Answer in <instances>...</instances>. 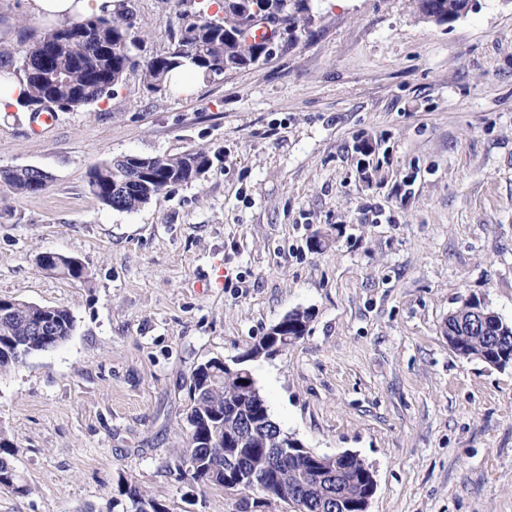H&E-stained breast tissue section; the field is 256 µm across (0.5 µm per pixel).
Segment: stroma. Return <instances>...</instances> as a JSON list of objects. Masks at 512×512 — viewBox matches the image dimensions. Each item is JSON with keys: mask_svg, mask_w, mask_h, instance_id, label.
Wrapping results in <instances>:
<instances>
[{"mask_svg": "<svg viewBox=\"0 0 512 512\" xmlns=\"http://www.w3.org/2000/svg\"><path fill=\"white\" fill-rule=\"evenodd\" d=\"M131 6L139 58L166 52L173 0ZM312 8L299 44L189 93L133 76L42 133L0 113V168L51 177L0 191V298L75 318L65 343L0 375V434L29 488L0 489V512H113L121 474L171 512H236L237 495L173 469L186 384L297 309L306 335L250 364L283 431L364 460L369 512H512V365L461 358L445 333L470 298L512 322V0L449 29L409 0ZM45 27L30 0H0V45ZM194 149L219 159L137 211L88 190L112 158ZM46 252L87 280L44 271Z\"/></svg>", "mask_w": 512, "mask_h": 512, "instance_id": "stroma-1", "label": "stroma"}]
</instances>
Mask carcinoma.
<instances>
[{
    "instance_id": "carcinoma-1",
    "label": "carcinoma",
    "mask_w": 512,
    "mask_h": 512,
    "mask_svg": "<svg viewBox=\"0 0 512 512\" xmlns=\"http://www.w3.org/2000/svg\"><path fill=\"white\" fill-rule=\"evenodd\" d=\"M416 10L430 4L444 16L455 12L463 0H412ZM190 5L180 12L183 26L170 33L173 47L148 60L136 59L133 48L141 42L134 21L131 0H120L121 8L66 20L40 32L33 40L17 48L0 47V56L18 58L14 73L25 87L20 106L30 112H77L93 107L113 96L126 80L137 75L153 92L171 88L172 74L183 67L192 69L206 80H214L226 72L240 71L267 60L273 47L255 32L246 33V11L250 0H221L217 11L209 15L207 0H177V5ZM281 13L273 22L281 25L284 36L297 43L309 30L310 15L286 0H273ZM213 165L210 153L203 149L166 156L126 154L90 169L89 192L103 205L116 211L134 212L165 189L188 184L204 175ZM0 186L15 195H29L44 190L34 183L28 168H0ZM41 268L53 274L76 280L86 279L83 264L75 257L58 255L48 258ZM308 310H295L288 333L299 340L304 330L296 325L308 324ZM75 327L72 312L63 305L43 306L30 302L0 299V374L25 363L31 354L48 351L71 336ZM190 408L187 414L189 434L186 448L174 461V469L182 480H190L203 488L224 487V469L234 464L252 469L265 462L270 448L281 447L283 435L272 419L268 405L259 390L247 391L236 377L224 375V363L211 358L196 366L189 385ZM259 414L266 415L268 428L258 438H249L231 449L226 441L235 438L244 424ZM18 448L0 436V489L26 494L29 488L14 465ZM304 462L290 458L267 480H297ZM349 473L338 489H321L317 481L309 483L305 493V512H336L332 497L341 495L351 503L347 512H357L353 504L367 491L369 465L357 456L346 463ZM119 494L127 505L140 499L153 506V512H170L163 500L139 484L119 477ZM264 484L240 489L237 512H252L263 494Z\"/></svg>"
}]
</instances>
